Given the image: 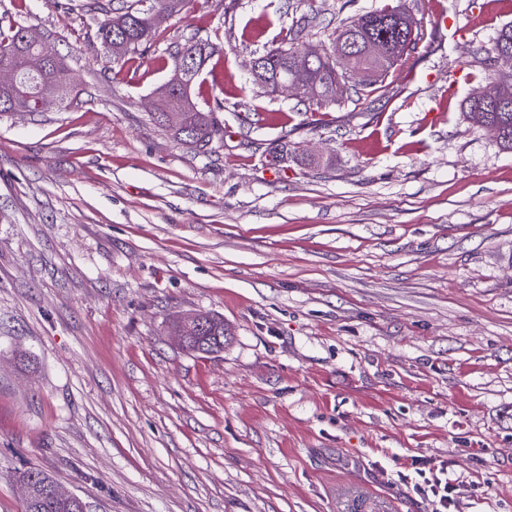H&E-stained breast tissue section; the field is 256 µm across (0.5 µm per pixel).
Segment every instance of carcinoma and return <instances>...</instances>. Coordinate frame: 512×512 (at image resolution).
<instances>
[{
	"instance_id": "carcinoma-1",
	"label": "carcinoma",
	"mask_w": 512,
	"mask_h": 512,
	"mask_svg": "<svg viewBox=\"0 0 512 512\" xmlns=\"http://www.w3.org/2000/svg\"><path fill=\"white\" fill-rule=\"evenodd\" d=\"M191 0H89L83 4L93 16L103 15L98 20V37L108 54L110 68L120 71L136 58L140 48L162 33L165 24L185 11ZM316 27L315 17L302 15L296 24L286 29L279 42L260 54L264 59L262 69L253 74V82L267 94H275L277 87L289 84L298 78L310 83V101L318 108L336 100L335 84L338 76L358 75L365 71L371 78L360 83L362 89L374 90L383 87L388 75L399 66L396 55L397 40L408 41L411 37L409 15L397 5L386 4L379 9L368 11L355 18L339 22L328 34V45L324 56L315 62L302 77L291 67L290 59L298 53L300 40ZM371 42L380 43L384 51L379 56L369 54ZM126 45L123 52L112 53V44ZM346 47L345 68L337 65L336 49ZM503 47L512 49V24L506 23L497 30L487 57L482 62L485 77L496 85L497 97L488 100L484 93L475 89L464 101L465 113L472 116L479 111L485 121L498 128L496 141L505 151H512V69L498 70L492 59ZM25 50L46 60V67L34 77L20 81L15 88H0V113L13 112L19 108L34 107V101L46 94L59 97L72 95L73 89L67 82V66L56 45L44 34L28 27L17 25L4 32L0 30V64L15 50ZM216 52V46L209 40L188 39L171 54L172 65L177 68L190 62L185 77V87L175 95L172 106H164L153 113V119L168 129L181 143L206 150L212 143L223 137V127L215 113L223 110V103L208 112L198 109L193 101L191 84L203 70L206 62ZM173 330L192 337L185 348L197 353H210L224 347L228 336L224 321L209 315L196 314L194 321L186 323L179 319ZM19 481L28 489L22 500V512H80L77 503L55 494L56 483L43 471L35 468L20 474Z\"/></svg>"
}]
</instances>
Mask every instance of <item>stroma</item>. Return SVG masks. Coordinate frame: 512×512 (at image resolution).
<instances>
[{"label": "stroma", "instance_id": "stroma-1", "mask_svg": "<svg viewBox=\"0 0 512 512\" xmlns=\"http://www.w3.org/2000/svg\"><path fill=\"white\" fill-rule=\"evenodd\" d=\"M80 2L0 0L77 93L0 114V512L30 468L91 512H431L441 471L448 512H512V153L463 107L512 11L400 0L388 86L315 110L250 60L383 0H194L117 74ZM193 36L200 152L147 108ZM195 313L223 349L176 343ZM195 320L191 323H185L180 318L173 324V330L183 336H176L178 343L183 346L186 336H203L200 339H192L183 347L187 350L197 353H210L220 350L224 347V340L228 336L227 329L224 328V320L216 319L209 315L195 314ZM206 336H214L209 337Z\"/></svg>", "mask_w": 512, "mask_h": 512}]
</instances>
